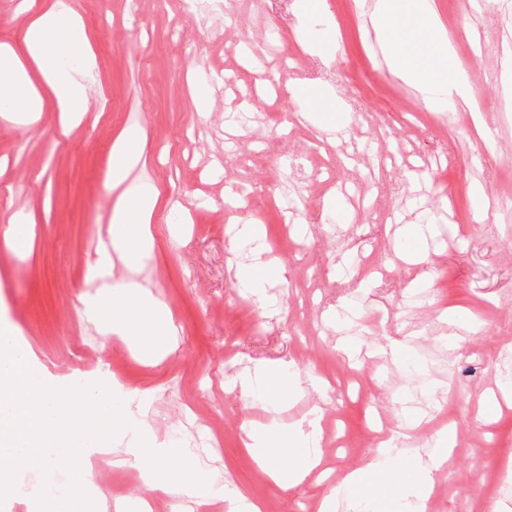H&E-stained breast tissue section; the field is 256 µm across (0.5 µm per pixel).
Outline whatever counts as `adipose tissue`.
I'll use <instances>...</instances> for the list:
<instances>
[{
	"instance_id": "adipose-tissue-1",
	"label": "adipose tissue",
	"mask_w": 512,
	"mask_h": 512,
	"mask_svg": "<svg viewBox=\"0 0 512 512\" xmlns=\"http://www.w3.org/2000/svg\"><path fill=\"white\" fill-rule=\"evenodd\" d=\"M367 12L375 40L390 69L415 92L422 109L444 112L454 105L468 106L474 89L464 69L453 66L438 0H372ZM26 56L0 45V110L21 121L38 119L45 107L42 89H49L62 115L88 112L84 75L92 64L91 47L81 35L78 20L63 11H48L32 20L26 35ZM36 68L41 85H33L29 68ZM138 127L127 128L114 142L108 178L121 188L117 206L109 216L108 241L98 251L92 267L96 277L112 274L114 260L129 269L142 265L152 246L150 223L158 191L151 185L134 186L128 178L141 161L137 145ZM87 311L97 320L111 322L112 332L146 356L171 350L178 330L165 309L145 287L134 285L117 294L90 298ZM320 433L317 417L302 419L289 427L283 438L292 463L277 466L269 455L267 430L249 428L247 446L267 477L278 487L290 490L301 485L320 465L315 443ZM456 442L455 434L439 440L430 457L414 455L410 464L392 471L385 452L349 473L321 505L334 512L337 501H345L351 512H427L434 490L433 473L442 467ZM172 448L127 447L118 465L140 468L149 489L166 486L162 458L175 456Z\"/></svg>"
}]
</instances>
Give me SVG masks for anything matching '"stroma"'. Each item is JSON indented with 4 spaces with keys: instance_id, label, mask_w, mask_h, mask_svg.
I'll use <instances>...</instances> for the list:
<instances>
[{
    "instance_id": "stroma-1",
    "label": "stroma",
    "mask_w": 512,
    "mask_h": 512,
    "mask_svg": "<svg viewBox=\"0 0 512 512\" xmlns=\"http://www.w3.org/2000/svg\"><path fill=\"white\" fill-rule=\"evenodd\" d=\"M81 19L94 52L88 89L95 111L62 123L46 101L30 124L0 114V230L33 232L31 251L0 245V321L11 323L37 363L56 376L119 368L115 396L156 445L179 448L168 469L198 468L199 500L238 489L263 512H295L323 501L329 485L308 478L284 490L246 448L245 429L280 431L311 409L336 419L341 447L321 441L337 479L394 439L400 462L433 452L455 426L457 445L433 474L430 512L512 508V404L488 413L485 393L512 375V99L502 88L503 48L512 47V0H439L455 63L468 71L486 132L472 112L421 110L392 74L354 0H328L302 18L296 0H62ZM0 0V44L25 54L33 17L55 0ZM332 57L309 50L330 37ZM266 61L256 72L241 58ZM303 83L322 85L349 116L322 145L305 120ZM144 131V164L130 182L158 191L153 246L134 272L115 264L104 280L88 272L107 240L119 196L107 182L114 139ZM238 193L244 204L225 208ZM436 224L426 261L412 264L406 225ZM266 228L278 281L264 301L241 288L249 247L230 251L237 227ZM139 283L178 328L176 349L142 360L85 313L88 297ZM454 308L482 323L448 324ZM355 340L360 354L336 349ZM267 365L313 378L301 397L271 407L273 377L251 392L237 379ZM220 435V448L194 447ZM98 512H185L179 489L152 492L134 467L95 457ZM68 472L21 474L0 512H33L31 496Z\"/></svg>"
}]
</instances>
